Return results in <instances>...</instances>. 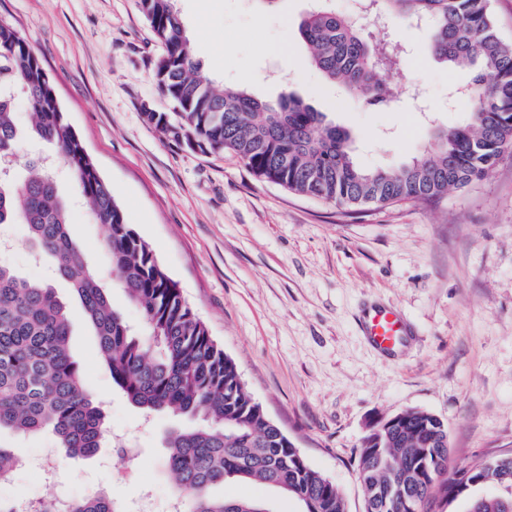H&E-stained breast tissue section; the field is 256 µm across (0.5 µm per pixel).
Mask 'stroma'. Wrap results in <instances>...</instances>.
<instances>
[{
  "mask_svg": "<svg viewBox=\"0 0 512 512\" xmlns=\"http://www.w3.org/2000/svg\"><path fill=\"white\" fill-rule=\"evenodd\" d=\"M201 72L215 84L257 77L250 92L293 93L351 132L358 162L397 167L429 150L436 128L467 115L448 99L470 70L426 52L427 26L399 21L371 37L398 42L404 69L386 81L398 99L372 107L324 82L298 24L310 0H175ZM0 20L23 33L52 79L57 101L128 224L151 246L210 334L236 363L252 397L333 481L347 512H364L355 454L371 420L408 408L441 417L454 467L512 453V154L484 180L433 204L348 210L258 178L232 153L204 154L168 140L144 109L170 103L154 79L163 54L137 0H0ZM73 233L100 269L104 230L81 205ZM5 258L43 280L25 227L0 226ZM398 311L410 334L392 355L367 342L359 317ZM109 428L135 436L136 465L104 447L89 457L57 450L51 481L20 467L10 498L111 493L123 512L143 494L174 498L163 438L174 421L144 416L112 387L93 329L70 340Z\"/></svg>",
  "mask_w": 512,
  "mask_h": 512,
  "instance_id": "stroma-1",
  "label": "stroma"
}]
</instances>
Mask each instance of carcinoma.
I'll list each match as a JSON object with an SVG mask.
<instances>
[{
    "mask_svg": "<svg viewBox=\"0 0 512 512\" xmlns=\"http://www.w3.org/2000/svg\"><path fill=\"white\" fill-rule=\"evenodd\" d=\"M491 0H365L382 22L392 18L431 25L429 52L474 76L451 90L467 101L468 120L433 133L430 151L400 168L367 169L352 154L351 134L324 121L299 96L261 100L244 88L214 85L194 62L190 38L174 0H139L164 54L155 79L173 112H147L167 138L204 154L230 151L259 178L290 191L346 208L432 203L450 190L486 178L501 156L512 153V43L498 34ZM310 62L323 79L374 107L390 93L383 69L400 65L389 42L372 43L362 26L328 4L299 24ZM20 88L34 110L29 136L50 144L69 166L78 196L95 223L115 286L141 310L131 326L112 300L95 265L71 232L70 201L58 188L51 163L31 158L15 184L0 173V224L25 225L32 259L45 260L68 282L84 319L97 336L99 355L113 387L144 413L172 415L189 424L164 437V463L185 512H258L257 498H214L212 488L232 482L271 486L303 512H346L336 485L311 469L294 443L245 387L234 361L210 336L178 284L159 266L152 249L128 224L112 188L100 176L67 121L52 81L26 37L0 20V157L15 154L19 132L12 92ZM73 319L54 288L23 277L0 259V432L53 433L73 456H91L109 430L102 409L85 387L83 370L68 346ZM20 458L0 447V484ZM448 473V428L422 409L398 413L392 425L372 424L357 453L365 512H424L437 494L448 501L457 478L496 481L502 472L479 463ZM462 494L472 512H512L509 495ZM70 512H121L105 492L73 501Z\"/></svg>",
    "mask_w": 512,
    "mask_h": 512,
    "instance_id": "obj_1",
    "label": "carcinoma"
}]
</instances>
